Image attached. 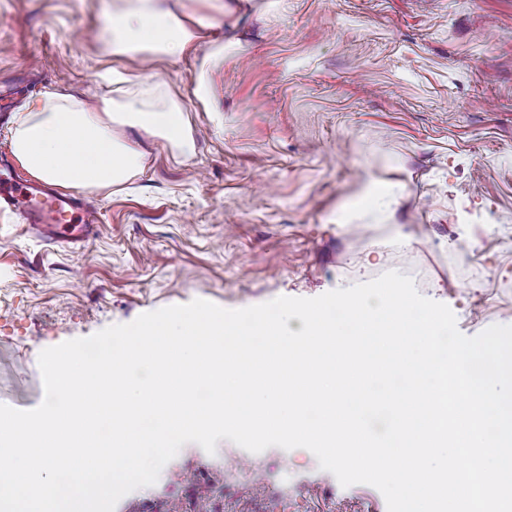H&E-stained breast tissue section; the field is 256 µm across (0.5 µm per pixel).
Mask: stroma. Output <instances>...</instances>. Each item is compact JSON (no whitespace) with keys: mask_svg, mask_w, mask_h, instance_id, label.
<instances>
[{"mask_svg":"<svg viewBox=\"0 0 512 512\" xmlns=\"http://www.w3.org/2000/svg\"><path fill=\"white\" fill-rule=\"evenodd\" d=\"M105 7L0 0V151L20 105L68 91L95 107L117 70L180 101L197 152L177 163L143 140L130 184L84 192L98 222L76 245L0 211V404L42 403L43 349L197 298L239 309L396 270L465 335L512 325V0H252L150 66L104 48ZM232 37L241 49L203 66ZM371 180L398 186L389 210L363 202ZM115 512L387 506L307 449L222 439L185 444Z\"/></svg>","mask_w":512,"mask_h":512,"instance_id":"1","label":"stroma"}]
</instances>
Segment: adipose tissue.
<instances>
[{
  "label": "adipose tissue",
  "instance_id": "obj_1",
  "mask_svg": "<svg viewBox=\"0 0 512 512\" xmlns=\"http://www.w3.org/2000/svg\"><path fill=\"white\" fill-rule=\"evenodd\" d=\"M246 0H199L189 15L166 0H113L100 37L116 56L159 60L194 53L212 27V11L230 16ZM160 140L176 162L192 159L196 141L178 99L153 95L131 81L119 98L102 99L98 111L76 96L53 92L22 104L11 130L12 153L30 175L45 182L92 191L119 186L142 173L144 154L122 128Z\"/></svg>",
  "mask_w": 512,
  "mask_h": 512
}]
</instances>
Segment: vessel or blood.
Segmentation results:
<instances>
[{"instance_id":"1","label":"vessel or blood","mask_w":512,"mask_h":512,"mask_svg":"<svg viewBox=\"0 0 512 512\" xmlns=\"http://www.w3.org/2000/svg\"><path fill=\"white\" fill-rule=\"evenodd\" d=\"M0 208L22 217L24 223L49 239L64 237L73 241L86 238L95 222L91 204H80L70 197L32 184L19 186L0 178Z\"/></svg>"}]
</instances>
